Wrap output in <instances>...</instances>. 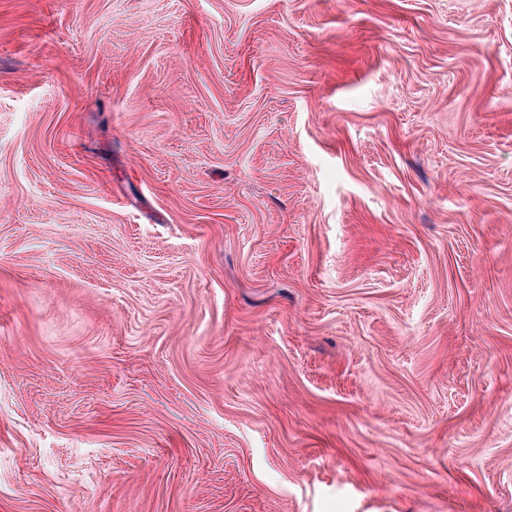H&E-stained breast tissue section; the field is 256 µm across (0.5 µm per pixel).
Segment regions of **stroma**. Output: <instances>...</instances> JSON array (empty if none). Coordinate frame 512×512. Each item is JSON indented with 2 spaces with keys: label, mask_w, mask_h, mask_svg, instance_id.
<instances>
[{
  "label": "stroma",
  "mask_w": 512,
  "mask_h": 512,
  "mask_svg": "<svg viewBox=\"0 0 512 512\" xmlns=\"http://www.w3.org/2000/svg\"><path fill=\"white\" fill-rule=\"evenodd\" d=\"M0 512H512V0H0Z\"/></svg>",
  "instance_id": "1"
}]
</instances>
